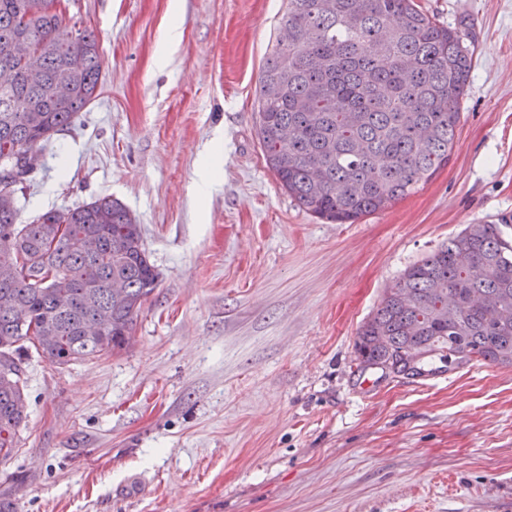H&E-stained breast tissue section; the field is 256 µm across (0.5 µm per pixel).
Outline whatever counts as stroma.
<instances>
[{"instance_id": "35a3bbf8", "label": "stroma", "mask_w": 512, "mask_h": 512, "mask_svg": "<svg viewBox=\"0 0 512 512\" xmlns=\"http://www.w3.org/2000/svg\"><path fill=\"white\" fill-rule=\"evenodd\" d=\"M417 2L474 48L449 161L387 209L326 224L282 190L257 135L287 0H181L163 70L170 0H61L105 69L18 194L21 217L117 198L161 282L125 349L25 359L26 417L0 459L16 512H512V370L357 362L406 268L470 224L512 239V0ZM179 3L178 0L173 1V17H175V19H173L166 29L164 38L157 48L156 66L159 69H164L168 66L173 52L182 40V25L179 19H176L179 14Z\"/></svg>"}]
</instances>
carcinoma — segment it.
Listing matches in <instances>:
<instances>
[{
    "label": "carcinoma",
    "instance_id": "1",
    "mask_svg": "<svg viewBox=\"0 0 512 512\" xmlns=\"http://www.w3.org/2000/svg\"><path fill=\"white\" fill-rule=\"evenodd\" d=\"M24 38L40 53L31 70L10 54ZM76 55L73 94L60 100L53 76ZM0 194L24 188L39 158L97 97L104 61L91 29L48 0H0ZM472 56L456 29L416 0H287L261 70L258 136L281 187L315 218L354 223L413 193L448 162L461 121ZM94 234L99 249L80 247ZM0 457L16 447L27 378L20 352L51 364L92 361L127 346L140 311L160 282L141 224L119 200L100 196L24 222L0 208ZM126 282L121 297L114 279ZM104 317L110 326L97 332ZM448 350V363L473 359L512 366V241L493 224H470L404 271L362 326L364 368L384 363L415 375L411 357Z\"/></svg>",
    "mask_w": 512,
    "mask_h": 512
}]
</instances>
